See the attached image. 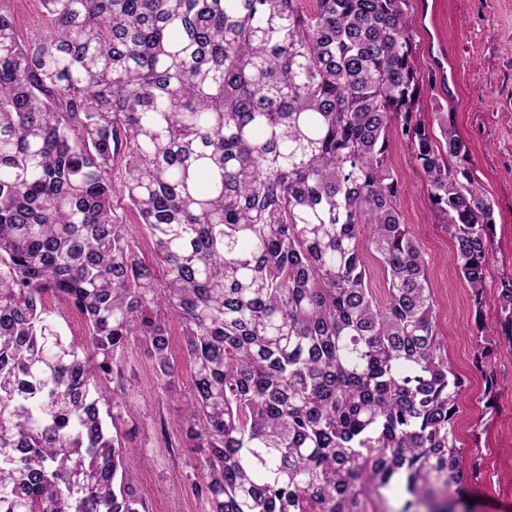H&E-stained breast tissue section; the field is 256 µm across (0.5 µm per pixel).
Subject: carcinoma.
Instances as JSON below:
<instances>
[{"label": "carcinoma", "instance_id": "cac0c4a2", "mask_svg": "<svg viewBox=\"0 0 512 512\" xmlns=\"http://www.w3.org/2000/svg\"><path fill=\"white\" fill-rule=\"evenodd\" d=\"M409 2L42 0L50 28L25 43L0 11V512H148L117 383L133 340L169 381L173 321L205 512H367L395 483L398 512H471L463 381L402 222L394 133L477 310L497 308L484 370L512 344V277L489 288L493 205L453 113L435 134L419 108ZM362 252L369 270V288L371 289L372 295L378 302L385 303L387 299V287L384 280V274L374 256V253L368 247L367 239H363Z\"/></svg>", "mask_w": 512, "mask_h": 512}]
</instances>
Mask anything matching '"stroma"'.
Listing matches in <instances>:
<instances>
[{"mask_svg": "<svg viewBox=\"0 0 512 512\" xmlns=\"http://www.w3.org/2000/svg\"><path fill=\"white\" fill-rule=\"evenodd\" d=\"M409 31L426 85L419 104L454 113L468 143L474 174L494 205L491 263L512 276V0H411ZM13 14L20 40L47 33L40 0H0ZM390 165L403 183L404 224L428 260L427 278L448 362L464 379L456 434L464 462L480 464L470 487L473 512H512V346L501 343L492 361L495 409H485L486 381L473 364L480 331L496 333L492 306L475 309L458 275L454 243L434 215L426 180L401 138H394ZM161 385L144 346L131 344L124 359V390L135 425L127 456L149 512L176 507L201 512L186 483L195 457L178 445L176 421L188 390L189 366Z\"/></svg>", "mask_w": 512, "mask_h": 512, "instance_id": "1", "label": "stroma"}]
</instances>
